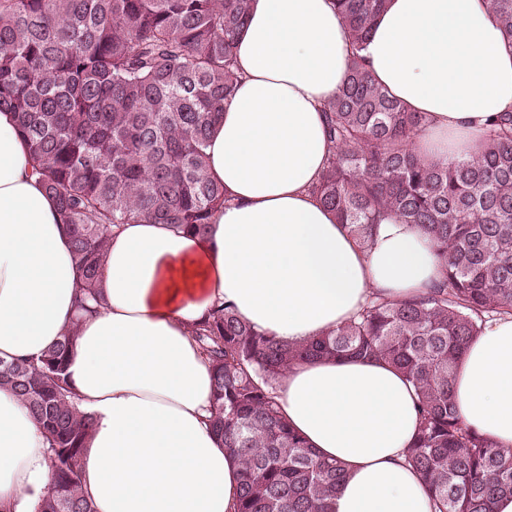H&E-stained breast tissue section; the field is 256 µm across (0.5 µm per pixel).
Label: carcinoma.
Instances as JSON below:
<instances>
[{
    "mask_svg": "<svg viewBox=\"0 0 512 512\" xmlns=\"http://www.w3.org/2000/svg\"><path fill=\"white\" fill-rule=\"evenodd\" d=\"M252 0H0V111L14 114L33 169L58 206L76 260V307L104 305L98 270L112 231L168 224L202 238L227 201L205 148L241 81L236 45ZM352 50L325 105L329 153L314 188L358 246L383 214L417 225L442 276L416 298L375 294L357 317L290 344L216 307L192 330L212 375L209 429L241 464L235 512H332L342 464L318 456L282 416L274 384L299 362L365 358L401 372L418 428L404 460L436 512H496L512 496V450L467 427L452 380L486 318L512 314V112L480 149L419 156L425 129L360 55L387 0H334ZM512 46V0H484ZM67 334L37 358H0V386L50 442L52 479L35 512H96L80 459L92 418L72 400Z\"/></svg>",
    "mask_w": 512,
    "mask_h": 512,
    "instance_id": "obj_1",
    "label": "carcinoma"
}]
</instances>
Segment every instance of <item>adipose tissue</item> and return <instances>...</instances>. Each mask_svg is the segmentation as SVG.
<instances>
[{"label":"adipose tissue","mask_w":512,"mask_h":512,"mask_svg":"<svg viewBox=\"0 0 512 512\" xmlns=\"http://www.w3.org/2000/svg\"><path fill=\"white\" fill-rule=\"evenodd\" d=\"M362 54L427 113L421 156L474 153L490 120L512 111V51L484 0H388ZM236 56L241 83L206 148L226 205L202 239L122 225L92 316L77 315L69 238L13 113L0 112V357H38L72 333L66 373L93 419L80 466L96 512H234L239 467L204 424L212 377L190 336L211 308L299 343L356 317L372 294L412 298L441 277L419 227L384 217L364 251L312 192L329 148L323 110L350 63L334 0H252ZM454 391L465 425L512 449V315L486 322ZM414 400L379 362L317 359L281 379L290 426L346 469L334 512H434L403 463ZM49 484V443L2 386L0 505L35 512Z\"/></svg>","instance_id":"1"}]
</instances>
